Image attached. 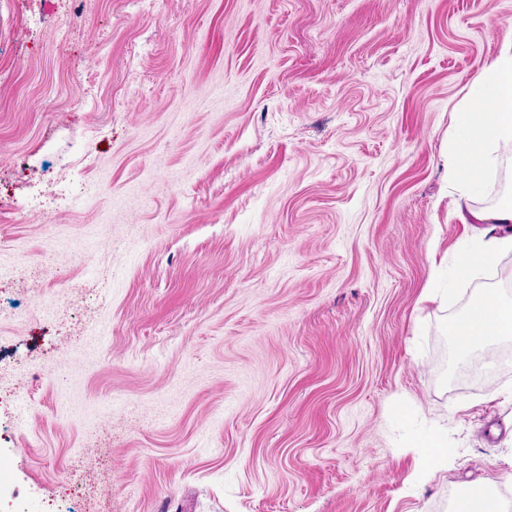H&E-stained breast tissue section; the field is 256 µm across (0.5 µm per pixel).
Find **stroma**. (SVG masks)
<instances>
[{
  "instance_id": "35a3bbf8",
  "label": "stroma",
  "mask_w": 512,
  "mask_h": 512,
  "mask_svg": "<svg viewBox=\"0 0 512 512\" xmlns=\"http://www.w3.org/2000/svg\"><path fill=\"white\" fill-rule=\"evenodd\" d=\"M511 34L512 0H0V512L512 507L444 149ZM509 195L503 147L473 204ZM409 447L427 448L426 456L430 467H448V433L444 430H436L425 442H421L417 436H412L409 439ZM456 512H495L492 498L485 489L472 491L464 495L458 502Z\"/></svg>"
}]
</instances>
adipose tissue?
<instances>
[{"instance_id": "adipose-tissue-1", "label": "adipose tissue", "mask_w": 512, "mask_h": 512, "mask_svg": "<svg viewBox=\"0 0 512 512\" xmlns=\"http://www.w3.org/2000/svg\"><path fill=\"white\" fill-rule=\"evenodd\" d=\"M482 93L464 100L455 112L457 134L448 145V179L458 190L462 204L457 217L464 224H497L502 233L480 246L463 249L455 275L469 278L498 265L504 252L512 251V201L489 208L469 205L478 194L496 161V151L512 145V38L480 73ZM448 333L460 352L483 343L512 338V301L485 290L465 316L449 322Z\"/></svg>"}]
</instances>
